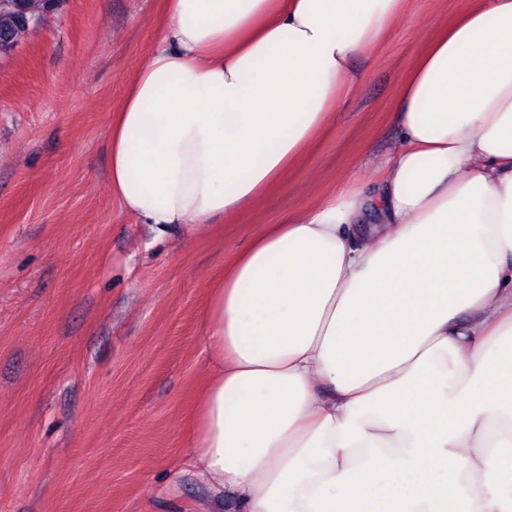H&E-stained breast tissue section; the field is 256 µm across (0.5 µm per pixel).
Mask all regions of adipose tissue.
<instances>
[{"label": "adipose tissue", "mask_w": 512, "mask_h": 512, "mask_svg": "<svg viewBox=\"0 0 512 512\" xmlns=\"http://www.w3.org/2000/svg\"><path fill=\"white\" fill-rule=\"evenodd\" d=\"M404 4L167 0L112 115L113 196L160 228L263 198ZM392 118L375 194L262 230L209 292L193 457L242 512H512V0L435 28Z\"/></svg>", "instance_id": "ef3b65f1"}]
</instances>
